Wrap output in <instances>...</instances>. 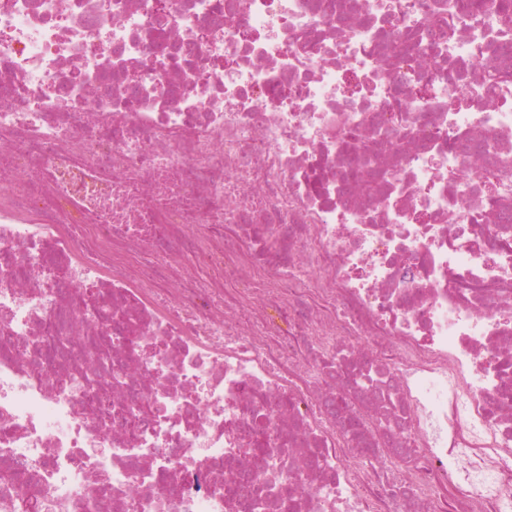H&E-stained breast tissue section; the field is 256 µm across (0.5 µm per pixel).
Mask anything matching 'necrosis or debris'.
Here are the masks:
<instances>
[{"mask_svg":"<svg viewBox=\"0 0 512 512\" xmlns=\"http://www.w3.org/2000/svg\"><path fill=\"white\" fill-rule=\"evenodd\" d=\"M503 69L436 0H0V512H512Z\"/></svg>","mask_w":512,"mask_h":512,"instance_id":"1","label":"necrosis or debris"}]
</instances>
